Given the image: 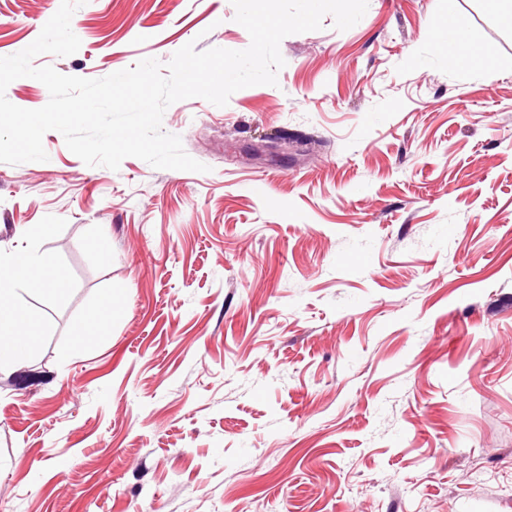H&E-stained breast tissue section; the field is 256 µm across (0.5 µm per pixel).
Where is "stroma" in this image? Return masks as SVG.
<instances>
[{
  "label": "stroma",
  "mask_w": 512,
  "mask_h": 512,
  "mask_svg": "<svg viewBox=\"0 0 512 512\" xmlns=\"http://www.w3.org/2000/svg\"><path fill=\"white\" fill-rule=\"evenodd\" d=\"M60 0H0V56ZM230 0H87L38 66L243 50ZM490 69L439 64L454 18ZM277 85L170 105L208 165L0 163L13 301L0 512H512V31L492 0H369ZM85 342H78V335ZM51 262L43 255L32 252L24 258L2 252L0 248V373L8 369L20 354L15 345L17 314L4 308L17 294L32 272L47 268Z\"/></svg>",
  "instance_id": "35a3bbf8"
}]
</instances>
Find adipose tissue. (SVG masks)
Segmentation results:
<instances>
[{
	"label": "adipose tissue",
	"mask_w": 512,
	"mask_h": 512,
	"mask_svg": "<svg viewBox=\"0 0 512 512\" xmlns=\"http://www.w3.org/2000/svg\"><path fill=\"white\" fill-rule=\"evenodd\" d=\"M49 260L38 253L18 257L0 251V372L8 369L20 354L15 345L17 315L6 304L26 283L32 272L49 267Z\"/></svg>",
	"instance_id": "1"
}]
</instances>
